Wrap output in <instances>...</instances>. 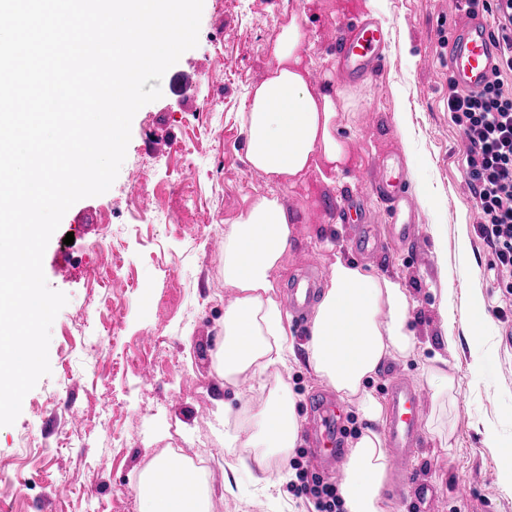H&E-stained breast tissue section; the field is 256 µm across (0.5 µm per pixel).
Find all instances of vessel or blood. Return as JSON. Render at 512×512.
I'll list each match as a JSON object with an SVG mask.
<instances>
[{
    "label": "vessel or blood",
    "mask_w": 512,
    "mask_h": 512,
    "mask_svg": "<svg viewBox=\"0 0 512 512\" xmlns=\"http://www.w3.org/2000/svg\"><path fill=\"white\" fill-rule=\"evenodd\" d=\"M388 33L372 18L360 19L347 28L337 45V55L344 76L352 82L363 80L375 73L382 61L381 45ZM451 74L456 84L465 90L484 88L493 78L497 48L487 24L479 18L469 20L457 33L450 47ZM380 176L376 191L387 205L386 216L392 219L398 236L407 237L415 232L407 223L406 214L412 213L411 198L404 191L390 158L379 161ZM317 266L311 265L305 274L294 281L288 290V305L296 318H303L312 307L316 296ZM426 392L415 383L397 377L390 381L386 392L388 409L387 465L391 473L405 476L411 455L422 433V412ZM311 436L314 450L312 461L324 466L336 481H343L341 420L332 400L316 397L313 402Z\"/></svg>",
    "instance_id": "1"
}]
</instances>
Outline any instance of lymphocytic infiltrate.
Masks as SVG:
<instances>
[{"label": "lymphocytic infiltrate", "instance_id": "1", "mask_svg": "<svg viewBox=\"0 0 512 512\" xmlns=\"http://www.w3.org/2000/svg\"><path fill=\"white\" fill-rule=\"evenodd\" d=\"M467 14L495 23L502 60L495 80L478 91L448 86V112L466 138V183L476 232L491 248L499 287L512 297V0H463Z\"/></svg>", "mask_w": 512, "mask_h": 512}]
</instances>
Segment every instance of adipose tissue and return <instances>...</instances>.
<instances>
[{"label":"adipose tissue","instance_id":"1","mask_svg":"<svg viewBox=\"0 0 512 512\" xmlns=\"http://www.w3.org/2000/svg\"><path fill=\"white\" fill-rule=\"evenodd\" d=\"M272 62L266 77L250 87L241 114L246 161L271 189L251 198L247 208L224 227V285L235 298L224 310V338L217 373L225 387H237L242 375L287 366L293 347L288 315L280 302L275 272L293 236V218L278 193L311 171H340L350 162L339 134L347 108L335 85L311 89L313 58L308 35L290 17L268 42ZM407 288L394 278L336 259L310 322L308 360L319 378L341 399L356 404L367 426L351 442L344 462L346 479L339 491L344 512H389L387 450L377 430L383 407L369 388L388 359L418 351L411 327ZM257 431L232 445L226 466L249 473L255 484L295 479L286 470L272 476L271 459L288 456L300 439L295 398L287 385H275L255 416ZM165 495H157L156 485ZM141 512H211L208 490L196 473L171 457H156L137 485Z\"/></svg>","mask_w":512,"mask_h":512}]
</instances>
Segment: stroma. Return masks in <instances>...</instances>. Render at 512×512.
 <instances>
[{
  "label": "stroma",
  "instance_id": "35a3bbf8",
  "mask_svg": "<svg viewBox=\"0 0 512 512\" xmlns=\"http://www.w3.org/2000/svg\"><path fill=\"white\" fill-rule=\"evenodd\" d=\"M291 14L313 45L311 88L330 77L346 97L340 133L353 164L281 190L295 224L276 274L279 296L287 298L301 263L326 273L339 257L399 279L422 348L383 364L370 388L381 398L396 375L428 383L436 354L456 387L451 434L443 441L423 432L409 475L389 481L391 512H512L499 483L512 464V323L499 311L512 300L474 230L466 143L448 116V54L466 21L457 0H204L199 42L172 67L189 76L188 99L166 93L138 110L111 188L76 202L46 248V280L68 302L51 327L50 374L25 396L14 424L0 427V512H138V476L163 453L207 459L200 478L212 512H314L297 480L265 492L243 473L226 488L224 432L239 425L225 423L217 406L259 408L279 378L309 422L312 398L333 393L308 362L309 321L290 324L287 367L246 375L238 389L221 386L213 357L233 300L224 226L267 189L245 161L244 92L264 78L266 44ZM365 16L381 21L389 43L376 76L353 83L342 76L336 43ZM385 152L413 197L418 233L400 243L379 226L378 250L358 255L341 207L354 195L380 211L372 181ZM108 240L124 265L106 288L93 277L108 266ZM475 297L489 322L474 335L466 313ZM492 433L500 447H488Z\"/></svg>",
  "mask_w": 512,
  "mask_h": 512
}]
</instances>
